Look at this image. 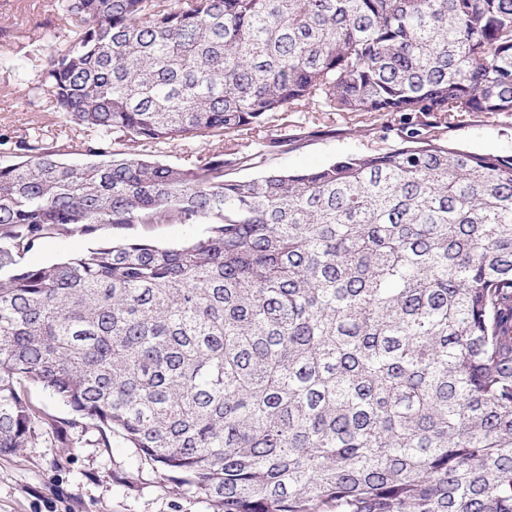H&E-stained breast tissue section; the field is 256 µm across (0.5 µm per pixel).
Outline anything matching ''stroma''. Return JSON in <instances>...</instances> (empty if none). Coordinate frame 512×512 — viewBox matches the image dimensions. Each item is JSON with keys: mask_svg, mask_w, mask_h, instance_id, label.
Returning a JSON list of instances; mask_svg holds the SVG:
<instances>
[{"mask_svg": "<svg viewBox=\"0 0 512 512\" xmlns=\"http://www.w3.org/2000/svg\"><path fill=\"white\" fill-rule=\"evenodd\" d=\"M54 5L55 0H0V30L20 36L29 54L19 69L0 66V133L34 134L43 129L62 141L75 136L72 126L32 104L33 86L46 57L71 38L68 28L59 26ZM355 121L348 112L289 113V124L331 125L335 131L273 157L272 166L314 169L341 155L400 145L396 124L379 121L352 136L348 129ZM443 137L456 148L512 155V115L470 112L459 125L445 129ZM112 235V227L103 225L92 237L76 233L52 238L28 252L22 262L49 265L84 250L93 238ZM98 437L96 429H75L65 448L46 433L16 453L0 456V512H213L195 494L172 489L150 465L138 461L135 450L120 437H113L107 448L98 444Z\"/></svg>", "mask_w": 512, "mask_h": 512, "instance_id": "stroma-1", "label": "stroma"}]
</instances>
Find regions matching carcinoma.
Here are the masks:
<instances>
[{"label": "carcinoma", "instance_id": "1", "mask_svg": "<svg viewBox=\"0 0 512 512\" xmlns=\"http://www.w3.org/2000/svg\"><path fill=\"white\" fill-rule=\"evenodd\" d=\"M56 9L73 36L37 89L91 161L0 134V455L92 426L213 512H512V156L442 139L512 113V0ZM308 105L390 116L402 143L267 166ZM102 224L207 229L21 265ZM220 144L216 140H211L209 143L201 144V143H194L193 150H189L186 153L185 148L188 147H171L170 149L165 150L163 153L159 154L156 159L160 162L167 163V164H173V165H183L187 162L193 160L195 158V155L200 153V151L204 148H214L219 146ZM189 151L197 152V153H190ZM193 155V156H191ZM205 224H156L150 237L162 245H177L183 241L204 234ZM30 391L32 398L37 403L41 404L48 413L55 416L56 419L67 420L72 418L71 410L68 407L51 398L49 394L45 393L40 387L31 386Z\"/></svg>", "mask_w": 512, "mask_h": 512}]
</instances>
